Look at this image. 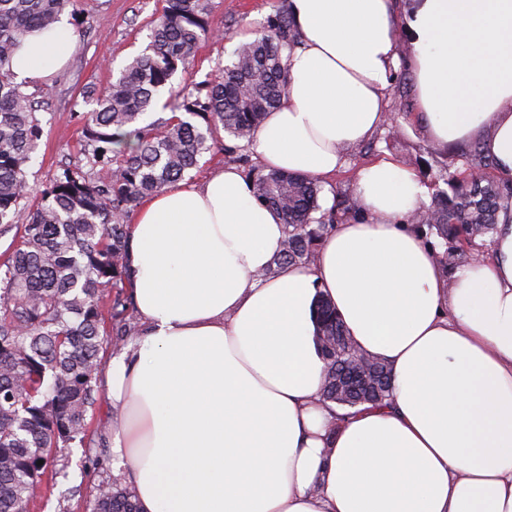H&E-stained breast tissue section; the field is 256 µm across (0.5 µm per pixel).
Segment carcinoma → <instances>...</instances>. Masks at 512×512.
I'll list each match as a JSON object with an SVG mask.
<instances>
[{
  "instance_id": "carcinoma-1",
  "label": "carcinoma",
  "mask_w": 512,
  "mask_h": 512,
  "mask_svg": "<svg viewBox=\"0 0 512 512\" xmlns=\"http://www.w3.org/2000/svg\"><path fill=\"white\" fill-rule=\"evenodd\" d=\"M73 0H0V238L11 236L0 254V512H29L44 481L59 474L61 449L86 446L104 423L89 412L100 402L96 374L100 350L110 335L130 331L122 273L128 218L143 199L184 179L209 151L220 131L241 152L288 86L284 57L296 40L288 12L277 10L262 36L240 44L218 79L176 89L173 77L206 40L224 39L208 22L204 0H163L150 40L107 87L95 94L82 118L83 159L63 169L31 195L28 169L44 134L40 102L14 81L10 62L26 34L46 30ZM169 88L176 112L150 123L143 117ZM480 143L468 150L465 167L448 175V191L418 213L451 245L436 253L451 272L468 264L477 239L493 238L501 215L512 207V180L490 171ZM254 196L278 210L287 227L282 252L268 273L311 263L321 239L341 216L356 210L321 211L318 181L270 172L255 177ZM25 224L14 223L22 200ZM319 335L342 336L335 354L324 348L322 384L327 400L341 406L385 407L391 388L370 393L340 388L337 363L351 364L356 347L330 302H316ZM43 464H38V461ZM92 512H139L126 488L101 482Z\"/></svg>"
}]
</instances>
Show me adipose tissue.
Segmentation results:
<instances>
[{
	"label": "adipose tissue",
	"mask_w": 512,
	"mask_h": 512,
	"mask_svg": "<svg viewBox=\"0 0 512 512\" xmlns=\"http://www.w3.org/2000/svg\"><path fill=\"white\" fill-rule=\"evenodd\" d=\"M288 87L255 130L258 165L332 179L388 123L410 34L419 119L476 138L512 176V0H288ZM67 21L26 35L17 77L67 62ZM363 217L311 264L268 268L281 216L234 165L147 197L129 229L136 334L98 372L107 440L140 512H512V219L489 257L445 275L409 218L424 188L380 158L355 173ZM384 360L392 401L324 402L317 297Z\"/></svg>",
	"instance_id": "adipose-tissue-1"
}]
</instances>
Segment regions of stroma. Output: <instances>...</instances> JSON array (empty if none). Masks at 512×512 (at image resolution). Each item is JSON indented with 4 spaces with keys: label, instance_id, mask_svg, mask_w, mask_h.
Instances as JSON below:
<instances>
[{
    "label": "stroma",
    "instance_id": "1",
    "mask_svg": "<svg viewBox=\"0 0 512 512\" xmlns=\"http://www.w3.org/2000/svg\"><path fill=\"white\" fill-rule=\"evenodd\" d=\"M68 21L75 42L65 68L49 81L29 83L27 91L46 103L49 112L44 136L29 168L32 189L44 188L66 162L80 155L81 114L94 109L84 100L85 88H104L147 45L151 26L161 13L163 0H73ZM287 0H206L211 27L224 32V39L203 43L190 64L173 78L176 87H191L213 78L228 63L231 52L245 36L256 33L267 16L285 8ZM390 111L399 117L397 137L378 132L368 149L348 154V165L322 186L319 204L328 208L351 197L356 170L378 158L389 157L416 174L426 188L427 200L445 190L448 166L469 144L458 141L437 146L419 121L415 80L408 65L395 74L390 96ZM85 448L72 445L63 452L62 475L46 481L31 512H90V505L103 476L84 468Z\"/></svg>",
    "mask_w": 512,
    "mask_h": 512
}]
</instances>
